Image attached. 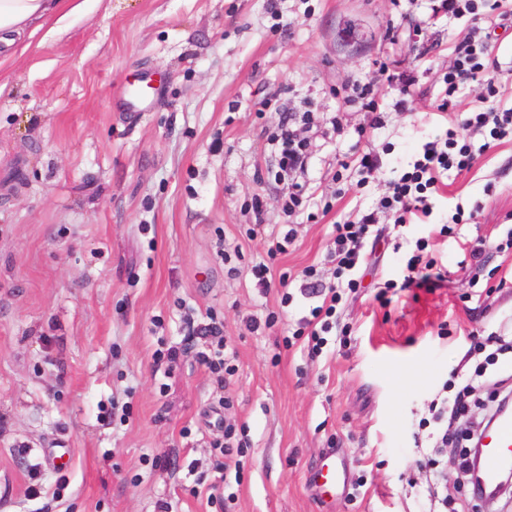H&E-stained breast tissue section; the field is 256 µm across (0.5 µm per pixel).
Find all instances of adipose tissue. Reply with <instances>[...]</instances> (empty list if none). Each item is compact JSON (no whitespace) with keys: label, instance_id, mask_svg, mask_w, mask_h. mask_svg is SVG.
Listing matches in <instances>:
<instances>
[{"label":"adipose tissue","instance_id":"ef3b65f1","mask_svg":"<svg viewBox=\"0 0 512 512\" xmlns=\"http://www.w3.org/2000/svg\"><path fill=\"white\" fill-rule=\"evenodd\" d=\"M86 0H0V45L8 56L24 52L38 26L83 10Z\"/></svg>","mask_w":512,"mask_h":512}]
</instances>
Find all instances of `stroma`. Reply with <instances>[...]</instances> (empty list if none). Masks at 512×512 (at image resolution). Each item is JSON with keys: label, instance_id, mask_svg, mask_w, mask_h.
<instances>
[{"label": "stroma", "instance_id": "stroma-1", "mask_svg": "<svg viewBox=\"0 0 512 512\" xmlns=\"http://www.w3.org/2000/svg\"><path fill=\"white\" fill-rule=\"evenodd\" d=\"M465 39L482 83L449 66ZM395 59L404 109L381 81ZM351 79L373 85L377 124ZM133 89L150 111L125 110ZM489 107L512 108V0H87L40 32L0 66V512H220L213 484L231 512H437L443 495L447 512H512L472 496L463 448L437 453L429 421L476 369L466 421L512 389V356L486 362L512 339V135L468 132L479 158L440 175L428 216L380 209L425 144ZM284 108L314 124L287 214L267 144ZM371 212L360 286L312 353L329 294L301 292L303 272L330 279L334 225ZM411 260L437 279L403 287ZM211 322L236 353L222 381L189 348ZM228 421L235 476L212 446ZM330 450L348 473L332 499L308 482Z\"/></svg>", "mask_w": 512, "mask_h": 512}]
</instances>
